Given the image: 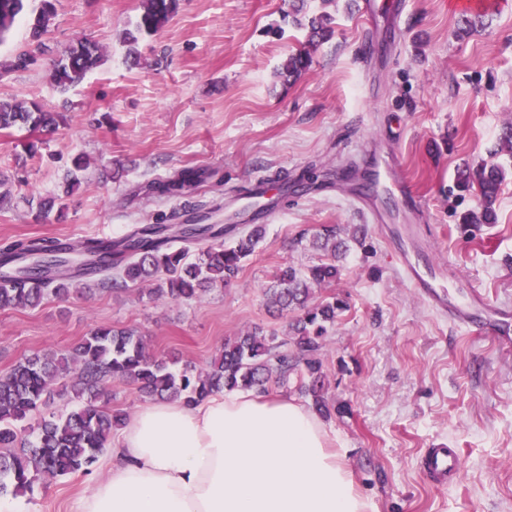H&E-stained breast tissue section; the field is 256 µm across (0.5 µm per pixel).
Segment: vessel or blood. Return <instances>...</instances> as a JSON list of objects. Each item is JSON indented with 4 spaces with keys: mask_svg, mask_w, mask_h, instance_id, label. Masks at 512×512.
<instances>
[{
    "mask_svg": "<svg viewBox=\"0 0 512 512\" xmlns=\"http://www.w3.org/2000/svg\"><path fill=\"white\" fill-rule=\"evenodd\" d=\"M398 157H389L384 168L375 175L378 191L400 199L408 210H416L419 201L406 188L398 176ZM357 206L376 222L377 230L390 248L396 268L403 279L414 288L439 314L447 316L457 327L476 334L488 331L499 334L501 343L512 340V308L491 302L486 294L473 289L464 298L450 297L430 262L412 258L397 247L388 228L380 223L379 215L369 198H358ZM461 466V456L455 448H431L424 457V468L429 477L436 480L454 479Z\"/></svg>",
    "mask_w": 512,
    "mask_h": 512,
    "instance_id": "b4317fda",
    "label": "vessel or blood"
}]
</instances>
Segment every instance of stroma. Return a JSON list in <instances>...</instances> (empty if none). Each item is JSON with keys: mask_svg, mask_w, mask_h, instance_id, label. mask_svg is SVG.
<instances>
[{"mask_svg": "<svg viewBox=\"0 0 512 512\" xmlns=\"http://www.w3.org/2000/svg\"><path fill=\"white\" fill-rule=\"evenodd\" d=\"M379 0L380 53L364 55L369 31L361 0H335L331 38L312 47L311 65L284 79L281 64L306 42L289 0H182L179 12L126 59L123 32L140 0H57L39 66L0 80V100L23 96L63 113L54 131L0 130V243L25 237L78 241L116 237L137 224H179L195 214L213 224L265 223L264 241L229 285L198 299L159 303L139 289L81 290L34 308L0 311V372L33 352L69 349L102 325L141 333L155 356L204 367L225 337L261 325L284 334L265 290L278 267H306L321 251L304 230L366 224L352 201L357 183L345 167L398 154L400 177L423 207L381 204L407 247L446 265L448 289L484 291L512 304V0H488L482 30L458 37L452 0ZM85 37L104 63L76 88L49 78L53 50ZM87 168L65 194L73 156ZM503 164L493 224L466 233L461 213L474 196L451 193L456 171L487 160ZM185 167L207 169L195 192L167 199L149 184ZM316 171L310 188L281 196L263 222L245 191L256 179ZM54 198L35 220L33 202ZM373 252L351 253L341 280L315 300L341 295L348 306L323 351L331 401L351 413L326 421L356 488L374 512H512V350L473 336L433 312L397 273L370 227ZM428 448H456L462 469L452 484L430 482ZM96 479L75 473L35 484L25 500L36 512H72Z\"/></svg>", "mask_w": 512, "mask_h": 512, "instance_id": "35a3bbf8", "label": "stroma"}]
</instances>
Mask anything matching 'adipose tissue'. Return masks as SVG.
<instances>
[{"label": "adipose tissue", "instance_id": "ef3b65f1", "mask_svg": "<svg viewBox=\"0 0 512 512\" xmlns=\"http://www.w3.org/2000/svg\"><path fill=\"white\" fill-rule=\"evenodd\" d=\"M75 512H373L321 417L241 391L142 405Z\"/></svg>", "mask_w": 512, "mask_h": 512}]
</instances>
